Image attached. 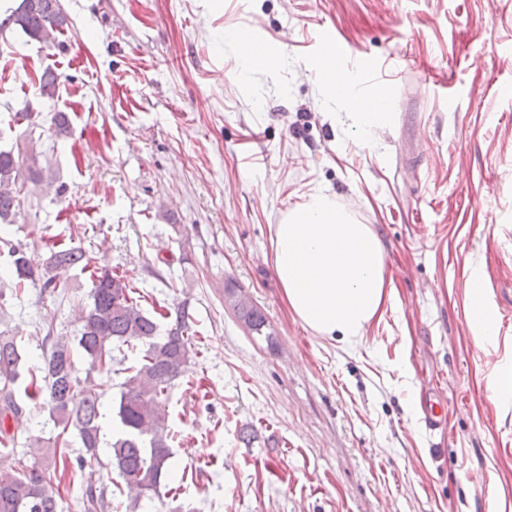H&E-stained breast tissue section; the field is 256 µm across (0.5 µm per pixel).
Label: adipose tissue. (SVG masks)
Returning a JSON list of instances; mask_svg holds the SVG:
<instances>
[{
    "label": "adipose tissue",
    "instance_id": "ef3b65f1",
    "mask_svg": "<svg viewBox=\"0 0 512 512\" xmlns=\"http://www.w3.org/2000/svg\"><path fill=\"white\" fill-rule=\"evenodd\" d=\"M316 70L331 100L345 102L361 133L383 125L382 95L355 98L347 77L321 57ZM271 263L294 316L311 332L352 351L369 325L395 303L381 239L373 225L323 190L282 213L273 227ZM467 326L479 348L494 345L499 323L482 282L466 296Z\"/></svg>",
    "mask_w": 512,
    "mask_h": 512
}]
</instances>
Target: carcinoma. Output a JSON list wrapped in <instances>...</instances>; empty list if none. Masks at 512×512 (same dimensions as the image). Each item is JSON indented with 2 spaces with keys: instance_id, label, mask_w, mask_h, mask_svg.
<instances>
[{
  "instance_id": "obj_1",
  "label": "carcinoma",
  "mask_w": 512,
  "mask_h": 512,
  "mask_svg": "<svg viewBox=\"0 0 512 512\" xmlns=\"http://www.w3.org/2000/svg\"><path fill=\"white\" fill-rule=\"evenodd\" d=\"M61 0H19L4 10L0 31L19 30L38 40L50 31L69 26ZM52 183V177L39 166L35 157L20 160L11 150L0 149V223L9 224L20 195L27 184ZM8 280L19 291L25 283L52 293L61 284L62 274L73 267H87L90 257L80 247H55L41 259L26 247L0 234V258ZM133 288L124 276L103 265L92 273L89 303L82 315L80 336L72 342L56 337L41 365L28 368L31 381L20 389L17 382L25 369L27 354L17 340L0 330V446L15 444L6 420L22 411L21 398L35 401L41 397L49 408L57 434L27 440L29 462L20 459L13 472L0 474V512H64L65 500L55 486L68 473L71 461L64 451L65 435L74 430L89 459H96L102 445V387L98 376L111 369L113 345L141 347L137 364L126 368L121 383L115 416L120 431L109 443L108 465L117 471L130 491L135 493L126 512H138L142 499L159 496L161 481L172 475L171 429L166 411V395L190 363L191 342L188 332L192 316L184 308L177 310L166 334L159 335L158 319L146 315L130 296ZM253 334L263 335L265 315L253 304L237 310ZM82 352L86 362L79 375L74 350ZM106 485L88 473L78 497L83 512H106L110 503Z\"/></svg>"
}]
</instances>
